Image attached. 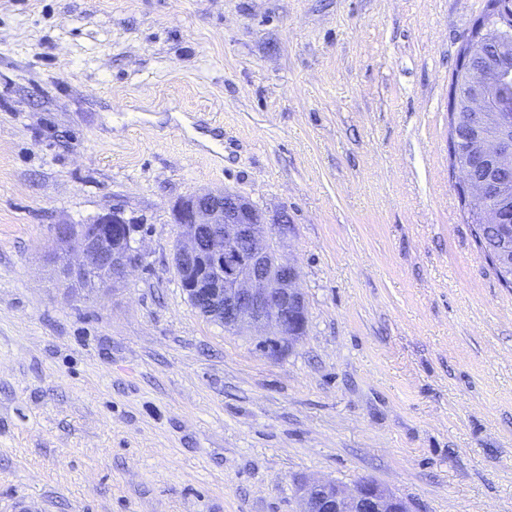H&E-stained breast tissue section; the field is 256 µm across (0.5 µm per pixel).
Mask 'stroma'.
<instances>
[{"label": "stroma", "instance_id": "35a3bbf8", "mask_svg": "<svg viewBox=\"0 0 512 512\" xmlns=\"http://www.w3.org/2000/svg\"><path fill=\"white\" fill-rule=\"evenodd\" d=\"M486 0H0V512H300L378 482L512 512V288L449 167ZM287 211L308 308L278 357L183 292L173 205ZM143 267L69 288L60 224Z\"/></svg>", "mask_w": 512, "mask_h": 512}]
</instances>
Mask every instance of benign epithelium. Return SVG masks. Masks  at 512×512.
<instances>
[{
    "label": "benign epithelium",
    "instance_id": "obj_1",
    "mask_svg": "<svg viewBox=\"0 0 512 512\" xmlns=\"http://www.w3.org/2000/svg\"><path fill=\"white\" fill-rule=\"evenodd\" d=\"M466 57L455 88L458 122L466 138L455 170L471 206L488 224L502 225L498 250L512 264V105L502 101L512 88V11L496 10L480 19L466 38ZM181 229L175 256L183 289L195 309L229 332L249 329L260 336L259 351L278 355L299 340L308 309L295 263L281 247L292 229L285 211L267 220L248 198L233 190L197 193L173 206ZM56 240L76 242L60 276L77 286L105 290L139 268L145 258L133 246L131 229L117 214L89 224H59ZM302 512H410L407 503L373 480L350 490L332 480L304 489Z\"/></svg>",
    "mask_w": 512,
    "mask_h": 512
}]
</instances>
